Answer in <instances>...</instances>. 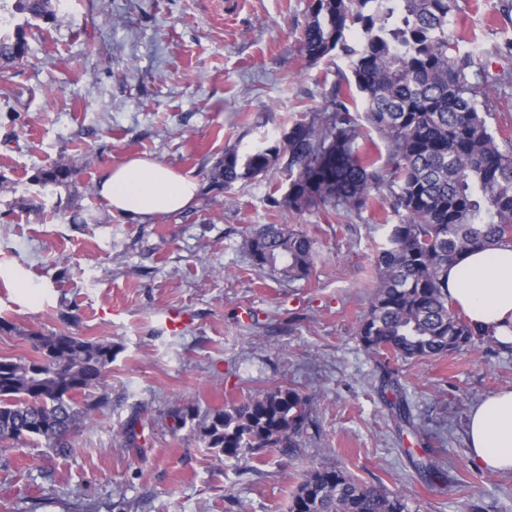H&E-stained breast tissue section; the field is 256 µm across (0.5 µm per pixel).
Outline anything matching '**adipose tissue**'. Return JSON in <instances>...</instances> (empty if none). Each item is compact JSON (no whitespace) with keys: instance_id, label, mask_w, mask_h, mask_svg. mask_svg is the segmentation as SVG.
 Listing matches in <instances>:
<instances>
[{"instance_id":"adipose-tissue-1","label":"adipose tissue","mask_w":512,"mask_h":512,"mask_svg":"<svg viewBox=\"0 0 512 512\" xmlns=\"http://www.w3.org/2000/svg\"><path fill=\"white\" fill-rule=\"evenodd\" d=\"M197 181L148 158L130 157L100 180L111 213L147 222L192 208ZM448 296L471 324L502 344H512V248L465 254L448 266ZM471 460L487 472H512V390L487 395L469 414Z\"/></svg>"}]
</instances>
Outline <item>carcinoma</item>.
<instances>
[{
  "instance_id": "obj_1",
  "label": "carcinoma",
  "mask_w": 512,
  "mask_h": 512,
  "mask_svg": "<svg viewBox=\"0 0 512 512\" xmlns=\"http://www.w3.org/2000/svg\"><path fill=\"white\" fill-rule=\"evenodd\" d=\"M54 0H0V60L20 64L29 53L18 15L45 21L57 17ZM456 0H312L301 52L310 63L344 59L350 75L338 79L328 114L296 122L271 146L242 151L229 146L211 183L229 188L263 177L274 182L280 155L287 154L288 190L283 203L296 211H361L386 188L391 212L378 248L375 281L358 335L372 352L426 359L459 353L476 340H497L475 330L448 298V264L470 250L512 245V149L500 147L480 98L493 79L478 56L460 49L454 27ZM365 108L368 125L389 147L387 164L363 154L351 109ZM79 160L53 166L39 180L65 185ZM243 246L253 266L289 282L306 278L314 262L312 240L281 224L249 232ZM28 359L0 356V444L43 441L57 454L67 436L92 421L93 406L76 395L100 391L112 344L67 333L27 336ZM393 395L398 428L423 431L402 387L383 378ZM310 398L291 387L250 395L208 410L193 428L217 455L254 459L271 448H294L306 427ZM426 481L448 480L447 463H414ZM288 512H408L405 496L363 484L340 469L307 472L291 495Z\"/></svg>"
}]
</instances>
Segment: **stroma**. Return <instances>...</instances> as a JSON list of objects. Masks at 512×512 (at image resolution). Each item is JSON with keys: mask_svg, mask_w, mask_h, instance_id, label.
<instances>
[{"mask_svg": "<svg viewBox=\"0 0 512 512\" xmlns=\"http://www.w3.org/2000/svg\"><path fill=\"white\" fill-rule=\"evenodd\" d=\"M311 0H69L33 29L22 63L0 66V355L27 358L28 333H70L112 346L108 400L59 455L37 442L0 447V512H288L303 471L335 467L405 494L409 512H512V473L476 467L473 405L512 389V351L476 346L438 359H390L357 335L383 238L379 192L337 216L276 205L267 181L211 184L226 147H266L319 117L338 59L308 64ZM506 0H464L461 49L489 74L512 72ZM84 166L69 186L37 175ZM132 156L199 183L195 206L142 224L112 214L96 185ZM41 204L35 213L22 200ZM259 224L307 233V279L254 268L241 248ZM192 318L180 330L168 311ZM399 380L428 434L397 430L381 393ZM276 385L312 396L313 424L288 451L228 460L169 412H205ZM432 453L448 480L411 464Z\"/></svg>", "mask_w": 512, "mask_h": 512, "instance_id": "stroma-1", "label": "stroma"}]
</instances>
